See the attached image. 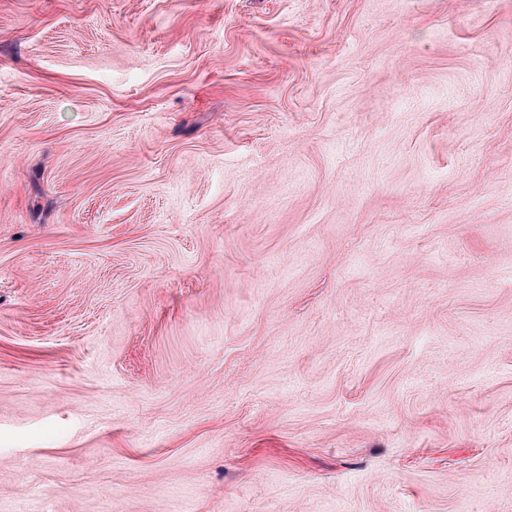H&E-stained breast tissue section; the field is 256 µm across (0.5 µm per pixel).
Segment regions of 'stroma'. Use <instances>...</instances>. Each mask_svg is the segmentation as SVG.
<instances>
[{"label": "stroma", "mask_w": 512, "mask_h": 512, "mask_svg": "<svg viewBox=\"0 0 512 512\" xmlns=\"http://www.w3.org/2000/svg\"><path fill=\"white\" fill-rule=\"evenodd\" d=\"M0 512H512V0H0Z\"/></svg>", "instance_id": "obj_1"}]
</instances>
